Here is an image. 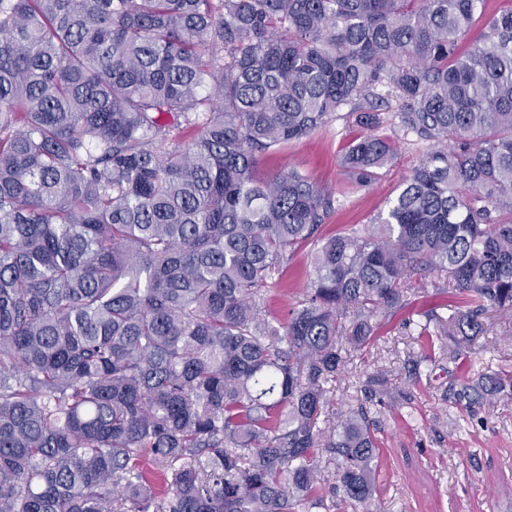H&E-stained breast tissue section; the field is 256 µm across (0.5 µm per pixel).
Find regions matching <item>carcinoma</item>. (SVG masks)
I'll use <instances>...</instances> for the list:
<instances>
[{
    "label": "carcinoma",
    "instance_id": "obj_1",
    "mask_svg": "<svg viewBox=\"0 0 512 512\" xmlns=\"http://www.w3.org/2000/svg\"><path fill=\"white\" fill-rule=\"evenodd\" d=\"M482 2L0 0V512H293L319 448L370 503L368 411L321 427L344 345L433 267L461 335L512 313V5ZM390 96L425 157L376 230L321 240L334 197L258 157L346 109L367 187ZM306 242L311 291L263 313Z\"/></svg>",
    "mask_w": 512,
    "mask_h": 512
}]
</instances>
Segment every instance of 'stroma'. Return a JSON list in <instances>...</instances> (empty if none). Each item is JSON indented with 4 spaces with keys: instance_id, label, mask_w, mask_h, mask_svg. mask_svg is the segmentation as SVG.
<instances>
[{
    "instance_id": "stroma-1",
    "label": "stroma",
    "mask_w": 512,
    "mask_h": 512,
    "mask_svg": "<svg viewBox=\"0 0 512 512\" xmlns=\"http://www.w3.org/2000/svg\"><path fill=\"white\" fill-rule=\"evenodd\" d=\"M363 131L354 118L341 114L322 131L258 160L262 175L295 168L338 198L321 237L335 236L347 224L370 227L426 151L425 146L397 141L378 180L352 188L342 156ZM310 253L307 246L294 253L281 286L264 296L266 310L281 315L305 299L311 288ZM447 280V273L439 270L429 271L422 282L408 279V306L379 318L376 341L350 353L346 373L330 395V423H338L341 412L363 405L376 425L377 493L370 512H512V389L489 396L481 405L458 396L464 377L512 376V321L488 312L484 334L468 344L469 363L449 361L442 351L447 336L427 338L419 328L424 312L444 319L455 306ZM413 359L428 360L430 367L429 374L416 381L407 372ZM371 375L385 378L390 397L366 399L360 384Z\"/></svg>"
}]
</instances>
